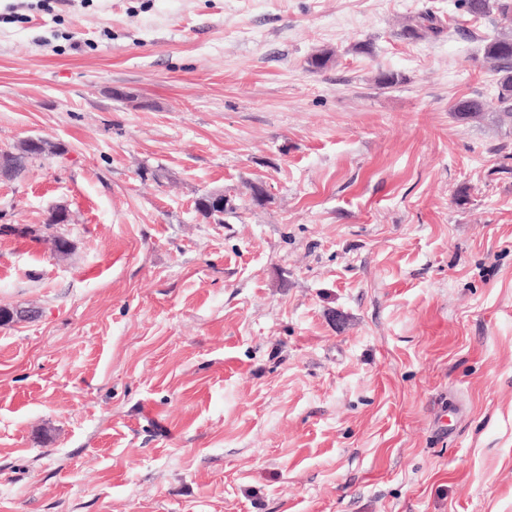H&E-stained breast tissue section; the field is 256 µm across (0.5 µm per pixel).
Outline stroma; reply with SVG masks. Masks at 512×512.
Wrapping results in <instances>:
<instances>
[{"mask_svg": "<svg viewBox=\"0 0 512 512\" xmlns=\"http://www.w3.org/2000/svg\"><path fill=\"white\" fill-rule=\"evenodd\" d=\"M454 3L0 0V149L66 148L0 182V512H512V124L450 112L501 23ZM444 31L442 20L435 13L425 11L405 24L398 35L405 40L417 42L438 39L442 37ZM57 225L54 221L47 222L42 235L37 236V239L49 245V249L53 253H67L71 249V242L63 234L54 231Z\"/></svg>", "mask_w": 512, "mask_h": 512, "instance_id": "stroma-1", "label": "stroma"}]
</instances>
